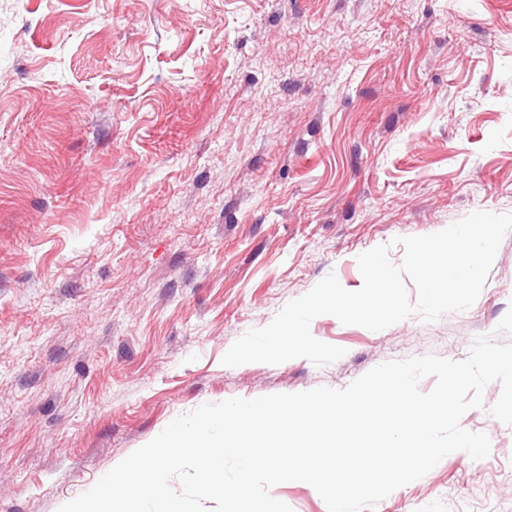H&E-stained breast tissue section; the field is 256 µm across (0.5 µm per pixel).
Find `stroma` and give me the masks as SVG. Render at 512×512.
I'll use <instances>...</instances> for the list:
<instances>
[{
	"instance_id": "stroma-1",
	"label": "stroma",
	"mask_w": 512,
	"mask_h": 512,
	"mask_svg": "<svg viewBox=\"0 0 512 512\" xmlns=\"http://www.w3.org/2000/svg\"><path fill=\"white\" fill-rule=\"evenodd\" d=\"M512 213V0H0V512H58L201 405L466 358L512 306V231L467 310L321 315L317 366L223 365L328 274ZM375 512H512V426ZM293 512H328L283 482Z\"/></svg>"
}]
</instances>
